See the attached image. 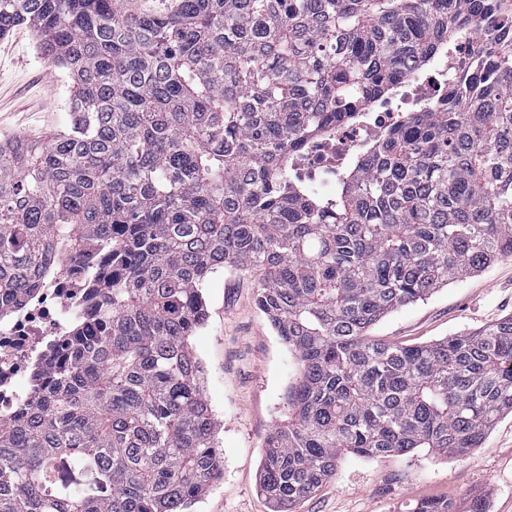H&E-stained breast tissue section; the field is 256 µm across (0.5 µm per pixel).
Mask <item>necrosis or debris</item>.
<instances>
[{
  "label": "necrosis or debris",
  "instance_id": "1",
  "mask_svg": "<svg viewBox=\"0 0 512 512\" xmlns=\"http://www.w3.org/2000/svg\"><path fill=\"white\" fill-rule=\"evenodd\" d=\"M477 57L474 39L458 40L430 72L406 77L391 94L369 103L365 119L310 139L296 161L301 180L330 193L337 174L360 149L382 136L401 113L442 103L449 81L467 71ZM86 293L77 264L70 262L55 271L26 305L9 308L0 319V421L15 419L20 399L31 392L32 371L44 347L65 334L72 312L81 306Z\"/></svg>",
  "mask_w": 512,
  "mask_h": 512
}]
</instances>
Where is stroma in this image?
<instances>
[{"instance_id": "35a3bbf8", "label": "stroma", "mask_w": 512, "mask_h": 512, "mask_svg": "<svg viewBox=\"0 0 512 512\" xmlns=\"http://www.w3.org/2000/svg\"><path fill=\"white\" fill-rule=\"evenodd\" d=\"M72 81L38 48L29 29L0 39V138L33 141L71 124ZM205 321L191 339L203 388L220 425L223 474L192 512H271L257 476L267 435L287 412L294 358L256 304L253 277L221 268L203 292ZM512 314V257L476 276L451 281L428 299L385 316L373 336L412 345L473 331ZM488 512H512V416L479 448L440 456L420 448L401 455L341 456L335 476L295 512H408L426 499L467 512L473 499Z\"/></svg>"}]
</instances>
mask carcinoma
I'll use <instances>...</instances> for the list:
<instances>
[{
  "label": "carcinoma",
  "instance_id": "cac0c4a2",
  "mask_svg": "<svg viewBox=\"0 0 512 512\" xmlns=\"http://www.w3.org/2000/svg\"><path fill=\"white\" fill-rule=\"evenodd\" d=\"M497 0H0L74 81L72 124L0 141V307L61 261L89 292L0 425V512H186L224 470L190 337L215 270L255 276L297 361L259 489L273 512L341 455L464 454L512 414V315L419 345L394 309L512 257V19L439 112H404L321 197L298 145L351 123ZM108 285L98 293L101 279ZM411 512H456L424 500Z\"/></svg>",
  "mask_w": 512,
  "mask_h": 512
}]
</instances>
